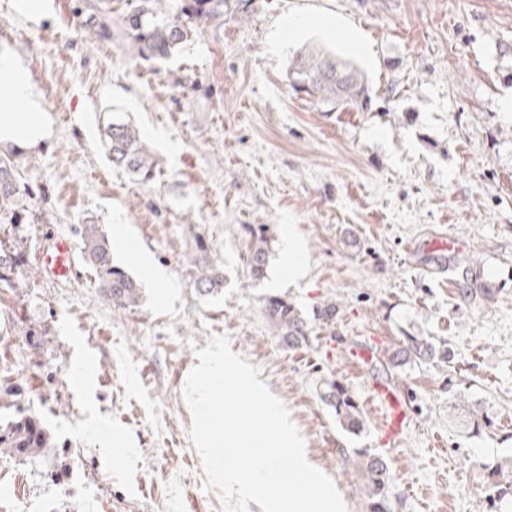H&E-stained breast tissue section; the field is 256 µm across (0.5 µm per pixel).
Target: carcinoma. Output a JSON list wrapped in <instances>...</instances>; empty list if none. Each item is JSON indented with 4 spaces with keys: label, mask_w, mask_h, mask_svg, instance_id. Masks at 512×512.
<instances>
[{
    "label": "carcinoma",
    "mask_w": 512,
    "mask_h": 512,
    "mask_svg": "<svg viewBox=\"0 0 512 512\" xmlns=\"http://www.w3.org/2000/svg\"><path fill=\"white\" fill-rule=\"evenodd\" d=\"M153 0H139L126 16L122 36L127 53L135 58L164 60L171 57L183 43L205 26L224 21L228 0H182L179 12L160 20L151 6ZM288 76L297 90L306 93L333 110L358 108L366 95L363 73L350 61L335 53L312 47L298 54L288 68ZM106 144L112 165L123 169L143 183L154 180L158 163L143 144L139 129L128 121L114 120L105 129ZM14 160L0 155V223L28 224L30 215L20 206L25 185L15 174ZM244 230L250 239L248 264L254 280L267 274L270 251L269 238L263 225L247 224ZM82 258L97 275L99 293L104 301L122 309L139 306L141 291L138 282L112 259V242L98 224L80 227ZM192 284L202 295L216 296L224 289V266L211 253L206 240L195 235L192 249L184 257ZM20 255L0 242V283L18 287L15 274ZM265 312L269 324L288 348L305 344L311 333L308 319L288 299L266 297ZM314 319L325 325L336 318V303L328 301L313 312ZM408 355L426 362L439 355L448 358V350L418 336L410 337ZM321 399L333 410L336 421L346 431L357 434L364 430L365 420L347 387L337 381L326 383ZM55 447V441L43 422L17 407L6 422H0V456L22 460L40 455ZM369 512H388L386 504L389 472L384 460L364 456L358 465Z\"/></svg>",
    "instance_id": "1"
}]
</instances>
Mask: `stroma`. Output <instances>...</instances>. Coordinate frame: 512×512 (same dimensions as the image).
<instances>
[{"label": "stroma", "instance_id": "obj_1", "mask_svg": "<svg viewBox=\"0 0 512 512\" xmlns=\"http://www.w3.org/2000/svg\"><path fill=\"white\" fill-rule=\"evenodd\" d=\"M220 26L172 57L126 54L118 35L136 0H50L41 15L0 0V46L31 73L50 135L15 162L34 224H0L21 251V284L0 285V389L41 419L56 446L33 461L0 458L11 498L63 497L92 471L111 499L69 501L68 512H224L206 490L182 397L211 334L258 367L288 408L310 462L347 512H368L361 453L389 468V512H512V283L491 287L493 259L512 263V0H230ZM112 37L100 35L101 26ZM319 46L360 69L361 112H331L294 91L288 67ZM138 126L158 163L149 184L113 166L112 116ZM94 221L112 234L114 261L140 284L135 309L104 302L97 277L42 276L37 254L56 235L77 239ZM123 225L125 238L114 237ZM246 224L269 228L265 279L250 276ZM224 264V290L199 294L182 266L194 234ZM301 243L297 286L280 288L304 316L330 300L334 324L304 348L284 346L264 304L281 272L285 235ZM460 250L437 265L431 240ZM148 252L167 273L151 283L133 261ZM174 291L170 303L162 287ZM469 288L476 298L463 299ZM448 345L449 359L387 369L403 386L412 424L386 444L368 398L376 372L348 352L388 361L410 337ZM92 366L74 382L76 360ZM348 387L365 419L351 434L317 387ZM124 437L110 457L81 433L90 412ZM57 474L43 483L44 470Z\"/></svg>", "mask_w": 512, "mask_h": 512}]
</instances>
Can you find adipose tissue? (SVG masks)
<instances>
[{
	"label": "adipose tissue",
	"instance_id": "1",
	"mask_svg": "<svg viewBox=\"0 0 512 512\" xmlns=\"http://www.w3.org/2000/svg\"><path fill=\"white\" fill-rule=\"evenodd\" d=\"M24 102V112L6 111L7 103ZM39 94L25 66L8 47H0V143L17 148L36 146L46 136Z\"/></svg>",
	"mask_w": 512,
	"mask_h": 512
}]
</instances>
